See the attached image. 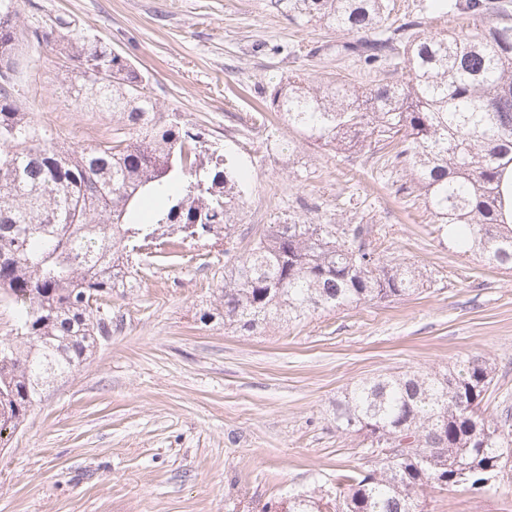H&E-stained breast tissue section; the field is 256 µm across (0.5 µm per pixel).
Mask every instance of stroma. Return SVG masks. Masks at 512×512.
Segmentation results:
<instances>
[{"label": "stroma", "instance_id": "35a3bbf8", "mask_svg": "<svg viewBox=\"0 0 512 512\" xmlns=\"http://www.w3.org/2000/svg\"><path fill=\"white\" fill-rule=\"evenodd\" d=\"M20 11L21 28L61 17L108 43L166 118L238 163L233 254L290 217L365 224L384 262L412 263L430 284L244 333L215 312L223 251L201 240L182 243L180 260L141 255L140 286L114 289L106 307L111 335L0 447V512H265L297 491L335 492L374 466L362 436L337 430V397L380 374L443 372L466 354L495 368L485 415L512 409V269L438 236L382 159L313 144L269 105L295 72L372 80L320 24L271 0H21ZM18 58L23 105L58 139L90 144L111 129L109 113L64 97L76 73L67 52L24 39ZM423 509L512 512V462L483 484L428 492Z\"/></svg>", "mask_w": 512, "mask_h": 512}]
</instances>
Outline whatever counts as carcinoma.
I'll list each match as a JSON object with an SVG mask.
<instances>
[{
	"label": "carcinoma",
	"mask_w": 512,
	"mask_h": 512,
	"mask_svg": "<svg viewBox=\"0 0 512 512\" xmlns=\"http://www.w3.org/2000/svg\"><path fill=\"white\" fill-rule=\"evenodd\" d=\"M338 33L339 45L385 77L370 85L295 73L271 104L304 139L336 150L368 149L406 177L438 235L489 263L512 268V16L499 0H448L468 19L426 33L424 17H394L389 0H274ZM19 0H0V296L16 319L0 356V445L25 420L52 376L73 372L112 332L88 306L116 288H137L133 256L167 258L181 240L232 239L241 194L232 164L199 136L164 118L143 77L105 42L75 34L77 61L67 98L112 115V130L87 146L46 135L24 111L16 76ZM62 18L32 32L56 40ZM379 31L369 39L365 33ZM402 73L389 81L386 75ZM364 224H315L290 217L260 234L224 272V325L254 333L273 321H300L368 301L399 300L425 286L411 264L389 265ZM494 367L460 357L445 373L380 374L336 399V428L362 434L379 467L334 499L306 492L287 512H423L432 488L476 485L512 459V414L484 417Z\"/></svg>",
	"instance_id": "cac0c4a2"
}]
</instances>
